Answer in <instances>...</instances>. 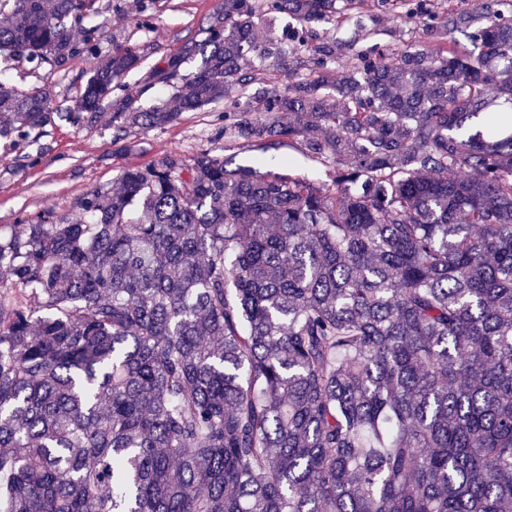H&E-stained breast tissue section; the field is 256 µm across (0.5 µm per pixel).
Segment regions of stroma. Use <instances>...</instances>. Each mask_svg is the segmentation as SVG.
<instances>
[{
  "label": "stroma",
  "instance_id": "stroma-1",
  "mask_svg": "<svg viewBox=\"0 0 512 512\" xmlns=\"http://www.w3.org/2000/svg\"><path fill=\"white\" fill-rule=\"evenodd\" d=\"M105 25L101 53L121 45L141 58L139 66L122 80L125 96L148 107L167 99V88L154 84L152 70L163 65L185 43L202 39L214 0H100ZM315 29L322 40L339 43L336 67L351 62L354 55L377 49L383 52L422 45L428 40L423 24L374 6L352 13L343 27L321 22ZM302 23L280 15L269 35L292 49L286 70L277 73L279 88H286L307 57L310 48L300 42ZM99 63L98 56L82 54L65 67L51 69L16 65L9 80L23 88H44L54 109L64 112L75 104L78 87ZM224 105L214 103L203 110L181 113L162 128L123 129L112 123L110 108H102L94 122L55 120L28 138L0 139V233L16 228L21 217L52 211L55 222L75 220L78 203L93 189H114L120 175L131 168H145L170 152L192 159L207 151L224 159L227 167L254 165L268 160L267 168L279 170L281 161L292 164L295 173L324 189H333L336 172L332 165L309 160L295 144L281 140L261 150L243 141L220 135Z\"/></svg>",
  "mask_w": 512,
  "mask_h": 512
}]
</instances>
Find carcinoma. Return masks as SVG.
Returning <instances> with one entry per match:
<instances>
[{
	"label": "carcinoma",
	"mask_w": 512,
	"mask_h": 512,
	"mask_svg": "<svg viewBox=\"0 0 512 512\" xmlns=\"http://www.w3.org/2000/svg\"><path fill=\"white\" fill-rule=\"evenodd\" d=\"M367 2L217 0L170 99L118 96L114 48L56 114L4 74L97 52L99 0H0L1 138L223 100L224 136L336 166L330 193L173 152L0 237V512H512V0L336 72L320 42L284 91L252 69L286 54L267 17Z\"/></svg>",
	"instance_id": "obj_1"
}]
</instances>
